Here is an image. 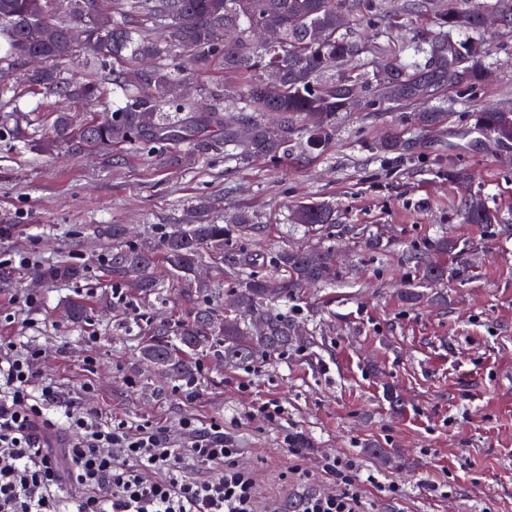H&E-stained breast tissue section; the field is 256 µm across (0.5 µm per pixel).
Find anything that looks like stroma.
Listing matches in <instances>:
<instances>
[{
    "label": "stroma",
    "mask_w": 512,
    "mask_h": 512,
    "mask_svg": "<svg viewBox=\"0 0 512 512\" xmlns=\"http://www.w3.org/2000/svg\"><path fill=\"white\" fill-rule=\"evenodd\" d=\"M381 6L392 47L413 61L408 44L433 33L431 15L404 13L400 0ZM480 38L494 80L441 91L432 102L440 120L428 132L416 128L413 106L374 110L362 100L337 113L321 154L305 150L300 118L288 154L244 164L225 155L214 126L201 158L176 138L150 150L116 146L108 157L0 142V258L24 253L34 264L64 258L84 268L78 281L37 288L31 268L11 269L0 279V337H31L41 352L36 372L82 406L159 423L174 437L188 416L223 421L253 473L257 512H294L306 494L335 490L320 470L327 454L399 484L395 498L366 486L370 512H512V147L475 124L478 109L512 108V27L482 29ZM183 76L194 104L240 82L217 63L185 64ZM390 137L404 149L385 152ZM459 168L467 182L449 180ZM206 195L222 198L225 214L248 212L249 230L224 247L261 256L260 273L278 275L280 251L319 245L335 246L340 273L280 303L303 330L286 353L241 369L208 353L189 389L140 353L150 318L176 321L189 309L182 288L116 298L118 245L89 228L122 224L128 242L156 241ZM470 195L497 223L460 220ZM312 202L330 206L332 226L292 222V210ZM450 237L469 250L440 256L448 272L431 288L435 301L406 305L400 291L417 282L418 257ZM30 293L39 299L31 308ZM76 302L85 319L60 320ZM264 404L282 415L268 421ZM294 435L309 442L299 474L288 451Z\"/></svg>",
    "instance_id": "obj_1"
}]
</instances>
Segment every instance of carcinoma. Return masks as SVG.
Instances as JSON below:
<instances>
[{
	"instance_id": "obj_1",
	"label": "carcinoma",
	"mask_w": 512,
	"mask_h": 512,
	"mask_svg": "<svg viewBox=\"0 0 512 512\" xmlns=\"http://www.w3.org/2000/svg\"><path fill=\"white\" fill-rule=\"evenodd\" d=\"M90 0H79L72 17L60 16V2L50 0H0V38L6 43L0 58L11 68L22 67V54H42L47 65L38 73H26L29 86L39 88L60 101L97 102L103 86L92 79L66 72L64 63L79 56L94 69L112 76V94L123 105L105 111L88 128L72 123L70 113L58 107L49 114L47 127H21L0 119V140L12 145H31L53 154L65 149L73 153L86 148L107 151L112 145L129 143L137 148L158 144L173 112L186 110L181 79L171 66L180 53L197 66L219 59L224 70L246 79L241 86H224L214 97L213 112L179 130L180 138L204 155L211 147L203 131L224 125V146L232 147L243 162L254 158H276L288 152V129L293 117L307 114L309 129L306 147L314 152L330 139L331 118L350 107L360 90L368 93L369 106H405L429 100L448 86V53L463 63L465 82L475 88L489 81L492 72L481 64L483 42L475 34L483 29V12L468 6V0H454L446 11L433 9V0H412L405 11L433 12L438 32L424 41L423 61L404 64L388 36L376 29L371 44L350 40L342 33L349 17L371 15L377 0H112V10L93 17L85 13ZM253 21L279 27L284 43L273 52L253 45L248 29ZM58 32L55 41L39 40L42 27ZM217 27L238 29L237 41L218 46L212 40ZM321 30L316 42L307 39L308 29ZM372 53L384 75L371 81L363 74L343 71L347 59ZM272 64L284 69L281 94H262L263 72ZM338 71V78L324 75ZM237 113L236 122H224V111ZM261 112H274L279 123L266 126L257 121ZM477 123L500 145H512V110L492 109L477 114ZM223 210L221 200H200L188 209L182 222L173 225L160 246L127 245L112 255V277L116 287L150 296L159 288L156 276L162 266L171 281L185 288L193 302L187 316L175 323H153L143 346L144 358L167 372L192 381L197 375L193 356L208 352L214 343L223 344L221 357L227 368L247 367L275 351L288 349L297 338L298 326L276 310L273 303L290 299L309 283H330L338 275L336 251L328 246L318 251L284 250L273 258L283 277L271 279L252 270L258 259L224 249L230 227L247 228L245 212L220 224L215 215ZM304 214L310 226L330 224L333 213L325 205H306L294 210ZM471 224H494L497 215L482 204L475 212L464 211ZM210 260L215 275L196 277L197 267ZM421 277L417 286L443 279L445 268L430 257L420 258ZM79 265L58 261L43 268L39 277L46 282L79 279ZM235 281L236 314L220 313L216 298L224 279Z\"/></svg>"
}]
</instances>
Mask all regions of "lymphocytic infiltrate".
<instances>
[{"label": "lymphocytic infiltrate", "mask_w": 512, "mask_h": 512, "mask_svg": "<svg viewBox=\"0 0 512 512\" xmlns=\"http://www.w3.org/2000/svg\"><path fill=\"white\" fill-rule=\"evenodd\" d=\"M35 357L20 337L0 344V512H255L254 479L223 424L187 417L174 439L78 406L39 381ZM321 470L336 490L308 494L297 512H361L367 483L399 493L348 456H325Z\"/></svg>", "instance_id": "obj_1"}]
</instances>
